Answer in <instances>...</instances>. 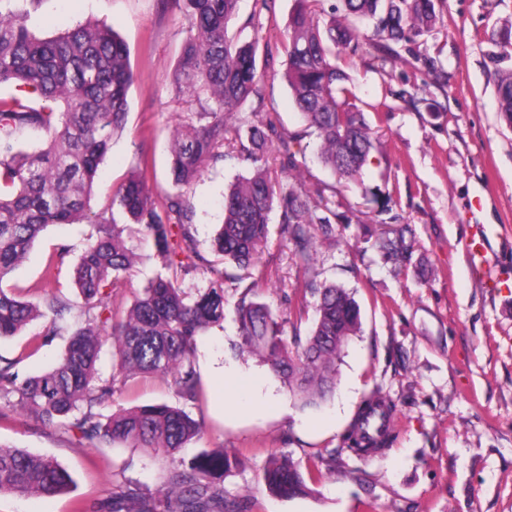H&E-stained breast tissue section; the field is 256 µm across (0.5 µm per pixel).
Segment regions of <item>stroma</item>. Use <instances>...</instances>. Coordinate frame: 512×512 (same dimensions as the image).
I'll return each mask as SVG.
<instances>
[{"mask_svg":"<svg viewBox=\"0 0 512 512\" xmlns=\"http://www.w3.org/2000/svg\"><path fill=\"white\" fill-rule=\"evenodd\" d=\"M254 0H240L230 32L276 48L288 36L294 0H275L273 12L254 15ZM433 30L401 43L394 56L348 57L350 100L366 111L376 149L358 181L340 180L322 163L318 139L308 132L276 60L263 82V100H248L228 126L276 113L280 129L294 138L296 164L270 160L268 172L308 195L318 212L337 216L331 235L316 234L309 264L296 257L272 211L268 240L258 255L267 275L254 292L284 321L285 337L307 336L313 307H301L302 291L335 284L360 307L361 331L345 348L336 389L315 407H301L282 380L258 357L239 353L235 305L245 270L225 264L224 321L198 339L196 369L205 393L190 406L203 423L180 456L224 451L238 464L224 476L228 498L248 512H512V291L484 288L473 276L467 246L484 229L487 250L512 282V123L503 116L489 61L500 36L512 30V0H436ZM106 23L126 43L136 82L122 133L98 173L94 207L106 204L140 164L147 162L154 193L170 191V142L190 121L192 108L175 96L173 76L187 21L173 0H42L29 27L43 37L86 21ZM385 102L386 110L372 112ZM254 167L238 153L207 163L190 185L191 233L198 250L214 259L211 241L223 220L224 191ZM404 232L403 264L385 259L379 243L391 230ZM90 224L50 226L13 274L10 284L39 301L46 264L59 245L69 253L59 275L71 293L69 271L77 262ZM138 259L125 286L112 295L126 307L164 268L141 232L130 240ZM37 320L0 343V357L18 360L20 374L47 370L64 349L58 336L30 352L43 331ZM380 391L397 408L394 438L381 453L341 452L342 436L365 395ZM161 378L129 381L113 406L175 402ZM0 443L54 457L73 484L62 495L0 496V512H73L74 502L104 503L114 487L131 479L156 488L168 460L149 448L75 442L39 425L17 407L0 417ZM320 466L307 495L272 496L261 474L274 455Z\"/></svg>","mask_w":512,"mask_h":512,"instance_id":"stroma-1","label":"stroma"}]
</instances>
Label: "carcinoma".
Returning <instances> with one entry per match:
<instances>
[{
	"label": "carcinoma",
	"mask_w": 512,
	"mask_h": 512,
	"mask_svg": "<svg viewBox=\"0 0 512 512\" xmlns=\"http://www.w3.org/2000/svg\"><path fill=\"white\" fill-rule=\"evenodd\" d=\"M239 0H175L187 20V36L176 69L179 99L196 106L195 123L173 136L170 177L175 192L153 197L146 176L133 172L111 190L112 207L152 239L169 271L141 288L125 310L112 307V291L137 255L127 225L115 213L92 210L100 164L113 138L124 128L129 92L136 80L125 43L104 23L88 21L54 37H39L28 26L40 0H0V86L19 94L0 99V341L21 334L41 319L45 330L34 349L68 334L52 368L20 378L17 362H0V414L21 406L37 422L78 440L151 448L170 459L164 484L155 490L131 480L113 494L111 512H245L224 497V472L233 461L201 453L189 462L178 452L202 433V423L186 406L199 402L195 368L198 338L224 321V271L200 254L190 231L194 213L184 192L210 160L237 150L254 173L238 178L224 194V222L213 251L225 260L264 277L258 252L267 238L269 215L281 208L284 237L308 263L314 224L329 229L336 213L321 215L309 201L271 178L262 163L277 147L283 164L295 165L290 141L267 112L246 130L227 129L226 119L250 98H262L265 71L258 46L229 34ZM325 0H295L288 19L285 77L306 125L317 132L322 162L341 180L362 175L374 149L363 112L348 102L346 72L336 63L362 49L356 28L326 12ZM346 15L373 22L369 46L381 57L394 46L430 32L437 21L434 0H342ZM501 112L512 121V69L499 70ZM36 131L42 147L28 151L23 134ZM88 222L94 232L73 268L78 300L58 289L56 270L68 246L59 245L45 272L40 301H30L7 286L28 252L53 224ZM395 258L407 251L403 235L383 241ZM212 274L210 286L193 295L180 278L199 269ZM313 328L305 341L288 343L283 325L269 305L242 296L235 309L239 349L260 357L305 405H318L336 388L337 366L360 330V308L335 284L315 290ZM76 328H71L68 319ZM112 347V373L103 378L98 362ZM134 375L168 380L178 398L119 408L105 416L100 408ZM396 406L378 393L366 397L344 435L345 450L368 456L382 450L391 434ZM270 493L285 499L309 492L301 468L290 458L271 460L262 472ZM72 478L51 457L0 444V495L52 497L65 492Z\"/></svg>",
	"instance_id": "1"
}]
</instances>
